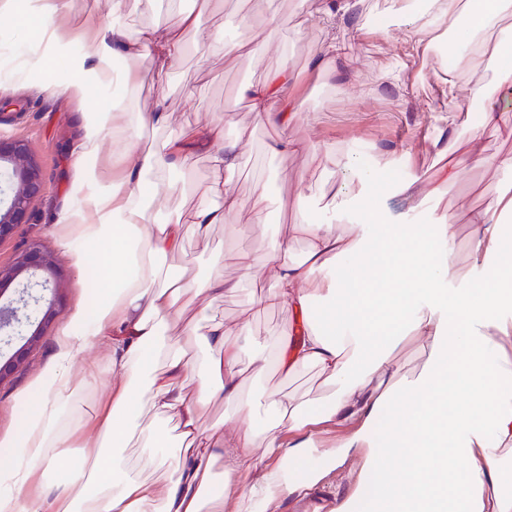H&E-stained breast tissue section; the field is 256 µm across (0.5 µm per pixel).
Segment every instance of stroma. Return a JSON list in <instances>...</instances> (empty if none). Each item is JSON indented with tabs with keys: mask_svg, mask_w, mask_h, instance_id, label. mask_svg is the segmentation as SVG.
Wrapping results in <instances>:
<instances>
[{
	"mask_svg": "<svg viewBox=\"0 0 512 512\" xmlns=\"http://www.w3.org/2000/svg\"><path fill=\"white\" fill-rule=\"evenodd\" d=\"M106 2L74 0L67 29L75 36V47H84L99 29L115 25L124 27L131 36L147 26L161 30L171 20L173 10L188 12L195 7L194 0H140L136 11L116 20ZM389 7L390 0H364L360 16L336 29L337 40L346 46L345 54L324 61L318 70L313 67V53L326 35L323 0H216L203 22L214 33L240 43L239 54H212L191 43L183 57L165 69H155L147 61L140 63L142 77L134 101L141 111H160L165 116L162 124L143 131L142 149L159 146L185 126L219 123L224 138L239 141L246 156L231 191L249 199L255 183L262 180L270 195L264 215L242 208L207 233L188 231L182 253L158 259L162 272H177L190 281L207 276L219 260L225 279L237 283V290L224 297L200 295L190 299L188 312L207 308L210 318L232 325L248 324L259 341L274 342L288 321L287 309L273 306L259 310L251 305L253 297L272 284L270 258L274 247L299 221H346L344 214L328 205L342 177L341 168L324 169L312 159L313 153L328 146L335 147L338 156H355L362 169L374 176L377 193L372 204L386 223L429 224L450 217L459 226L458 265L468 267V212L484 206L490 193L512 195V169L492 163L495 157L512 155V108L503 110L496 125L481 126V105L471 101L468 89L490 82L492 75L480 70L468 72L457 101L458 117L447 128V145L456 148L472 130H479L484 162L469 163L457 182L436 195L415 200L399 193V184L409 175L403 152L419 137V125L431 115L443 79L459 61L456 50L441 44L432 51L406 57V31L388 21ZM271 15L284 22L281 43L264 50L260 47L264 23ZM286 64L297 76L295 109L300 118L284 130L256 121L239 89L260 83ZM45 78V73L33 67L21 79L0 83V101L5 104L0 111V137L27 143L42 178V192L31 202L27 222L16 225L9 237L0 240V267L13 266L28 243H43L53 252L63 274V299L20 370L0 382V436L16 431L15 398L47 366L73 312L90 306L96 281L93 268L76 267L70 254L59 246V228L52 224L51 216L67 203L72 151L80 136L82 113L108 111L114 97L91 82L81 97L48 92L42 88ZM283 136L302 142L304 152L270 153L269 145ZM177 180L184 184V191H169L158 182L147 186L158 217L211 203L207 153H200ZM243 249L251 255L252 276L248 279L243 278L238 262ZM101 358L98 348H90L82 364L73 369L74 383L84 388L80 411L90 410L112 385L109 371H101L93 380L84 372L85 363ZM330 391L316 370L287 376L272 364L263 380L243 382L244 396L277 393L303 404H321Z\"/></svg>",
	"mask_w": 512,
	"mask_h": 512,
	"instance_id": "stroma-1",
	"label": "stroma"
}]
</instances>
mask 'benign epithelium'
Segmentation results:
<instances>
[{"mask_svg": "<svg viewBox=\"0 0 512 512\" xmlns=\"http://www.w3.org/2000/svg\"><path fill=\"white\" fill-rule=\"evenodd\" d=\"M0 169L5 179L0 193L8 196L0 205V240L8 237L18 224L27 220L29 206L41 192L39 168L22 141L0 139ZM26 281L14 289V296L0 305V344L12 345L18 338L22 345L12 351L6 361H0V382L14 374L24 363L28 352L35 347L61 303L62 275L53 253L38 241L30 243L18 256L15 264L0 268V299L20 276Z\"/></svg>", "mask_w": 512, "mask_h": 512, "instance_id": "7a95c632", "label": "benign epithelium"}]
</instances>
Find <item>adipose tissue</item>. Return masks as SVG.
<instances>
[{"mask_svg":"<svg viewBox=\"0 0 512 512\" xmlns=\"http://www.w3.org/2000/svg\"><path fill=\"white\" fill-rule=\"evenodd\" d=\"M73 0H0L26 31V42L41 47L39 67L56 73L71 69L64 92L83 95L87 79L100 89L134 88V65L150 59L165 68L180 57L186 34L197 44L212 41L202 18L212 0L178 13L163 33L147 27L129 36L121 27L103 32L89 45L85 61L74 60L60 23ZM471 23L458 32L461 61L477 70L493 68L491 84L475 85L484 102L482 125L498 120V93L512 94V41L499 35L512 19V0H428L425 14L403 10L404 26L418 29L416 47L430 48V35L456 26L462 14ZM129 69L118 74L116 59ZM295 76L280 69L258 85L242 88L257 121L285 128L298 119L293 107ZM162 113L125 109L87 112L74 151L68 206L55 218L59 243L73 251L79 267L94 266L92 311L77 310L49 365L15 400L16 434L0 437V512H274L285 497L306 496L317 486L338 492L336 512H512V239L499 217L512 213V195L493 196L487 207L471 210L467 252L474 268L458 267L453 249L457 227L449 218L432 224H386L367 200L372 177L355 157L342 163L343 181L332 194L347 224H295L291 238L278 243L271 288L254 306H281L288 322L277 343V363L291 374L318 369L333 385L319 407L302 406L275 394L264 405L241 396L245 373L261 377L263 350L246 351V325L185 319L182 298L191 292L221 297L236 285L218 271L193 282L166 276L156 283L155 260L178 253L187 228L206 232L225 223L242 202L227 188L243 165L238 142L220 140L217 124L189 125L162 146L140 152L141 131L160 124ZM125 136L126 157L119 182L103 179L98 165L101 142ZM443 133L419 139L415 150L435 149L444 160L435 178L413 171L401 184L412 195L438 180L454 181L463 166L482 159L479 134L458 146L447 161ZM210 156L209 193L215 203L157 221L148 202L144 176L166 183L173 170L189 169L198 153ZM306 242L296 260L294 238ZM182 326L189 343L205 354L168 345L169 324ZM430 350L428 369L415 387L402 386L398 357L406 344ZM106 350V362L120 376L107 398L91 413L74 415L80 393L70 370L89 346ZM196 394H188L187 380ZM153 419L138 420L140 397ZM221 402L234 408L237 430L205 432L200 410ZM273 422L255 428L258 409ZM176 420L177 440L163 421ZM386 427L376 442L377 423ZM338 431L333 451L315 453L317 427ZM94 428L115 448L137 442L135 463L85 441ZM78 449V462L42 494L32 492L36 477L52 469L55 451ZM223 461V474L213 466ZM377 495L369 506L358 496L364 483Z\"/></svg>","mask_w":512,"mask_h":512,"instance_id":"1","label":"adipose tissue"}]
</instances>
